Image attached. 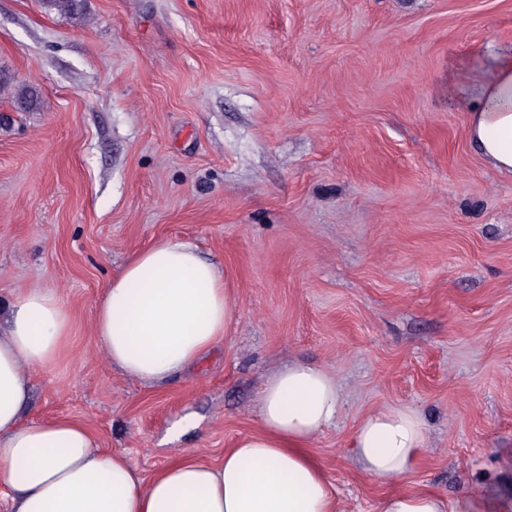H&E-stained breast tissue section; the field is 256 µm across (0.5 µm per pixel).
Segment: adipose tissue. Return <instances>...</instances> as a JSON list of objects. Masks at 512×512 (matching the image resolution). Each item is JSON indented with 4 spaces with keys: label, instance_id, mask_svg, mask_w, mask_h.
<instances>
[{
    "label": "adipose tissue",
    "instance_id": "1",
    "mask_svg": "<svg viewBox=\"0 0 512 512\" xmlns=\"http://www.w3.org/2000/svg\"><path fill=\"white\" fill-rule=\"evenodd\" d=\"M448 98L471 100V144L495 170L512 173V55L495 58L476 81L450 83ZM1 311L0 483L10 512H339L306 450L339 404L336 379L322 367L295 363L271 377L260 391V431L239 438L222 463L188 455L147 479L126 454L101 449L83 423L25 416L32 371L54 368L71 345L63 300L22 288ZM235 317L223 272L195 244L163 240L136 252L109 281L94 332L113 365L163 385L210 352ZM425 443V422L410 408H385L361 422L353 455L363 473L391 487L377 512H479L470 499L402 488Z\"/></svg>",
    "mask_w": 512,
    "mask_h": 512
}]
</instances>
